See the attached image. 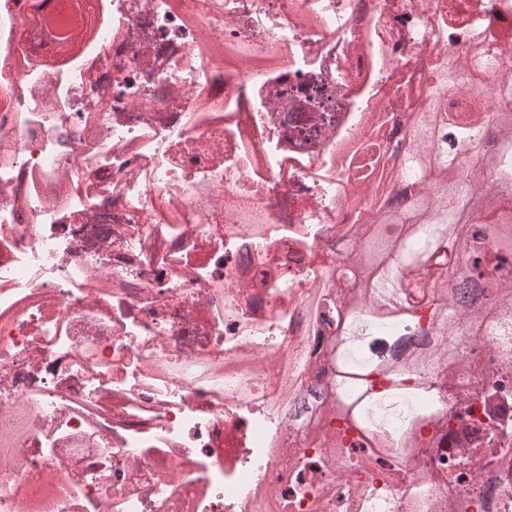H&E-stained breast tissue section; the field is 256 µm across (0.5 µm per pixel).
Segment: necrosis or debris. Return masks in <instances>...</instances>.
Segmentation results:
<instances>
[{
  "instance_id": "1",
  "label": "necrosis or debris",
  "mask_w": 512,
  "mask_h": 512,
  "mask_svg": "<svg viewBox=\"0 0 512 512\" xmlns=\"http://www.w3.org/2000/svg\"><path fill=\"white\" fill-rule=\"evenodd\" d=\"M82 57L19 55L0 5V512H512V402L488 323L469 325L444 432L406 459L331 468L286 401L324 391L356 187L422 75L470 40L461 101L512 58V0H100Z\"/></svg>"
}]
</instances>
